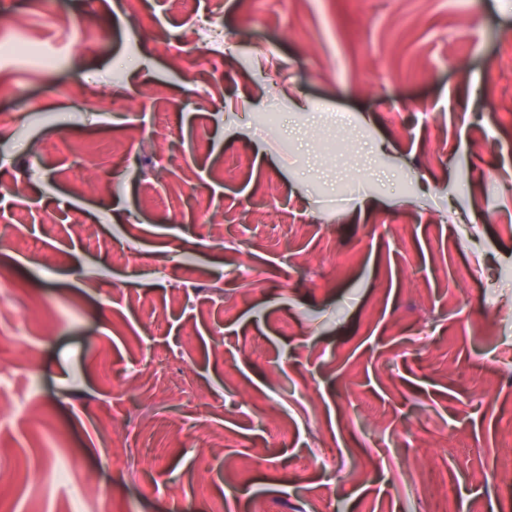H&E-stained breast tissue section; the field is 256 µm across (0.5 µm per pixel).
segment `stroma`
Segmentation results:
<instances>
[{"instance_id":"35a3bbf8","label":"stroma","mask_w":512,"mask_h":512,"mask_svg":"<svg viewBox=\"0 0 512 512\" xmlns=\"http://www.w3.org/2000/svg\"><path fill=\"white\" fill-rule=\"evenodd\" d=\"M2 32L55 66L0 59V512H512V0H0Z\"/></svg>"}]
</instances>
